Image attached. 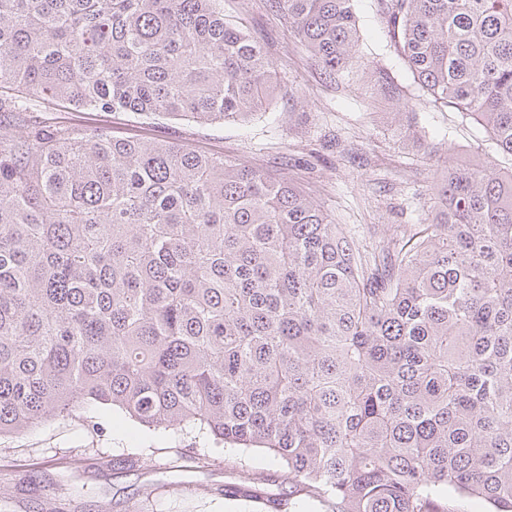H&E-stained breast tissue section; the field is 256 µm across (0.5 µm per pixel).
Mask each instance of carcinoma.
<instances>
[{"label":"carcinoma","mask_w":512,"mask_h":512,"mask_svg":"<svg viewBox=\"0 0 512 512\" xmlns=\"http://www.w3.org/2000/svg\"><path fill=\"white\" fill-rule=\"evenodd\" d=\"M272 2L324 74L354 65L355 0ZM379 4L418 88L512 157V0ZM275 74L224 0H0V112L245 122ZM433 190L368 250L223 155L0 132V437L97 402L279 461L226 496L275 479L321 512H512V169L450 160Z\"/></svg>","instance_id":"carcinoma-1"}]
</instances>
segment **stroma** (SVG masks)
I'll return each mask as SVG.
<instances>
[{
    "mask_svg": "<svg viewBox=\"0 0 512 512\" xmlns=\"http://www.w3.org/2000/svg\"><path fill=\"white\" fill-rule=\"evenodd\" d=\"M355 10L359 62L330 82L270 0H224L225 18L277 63L279 90L249 121L203 126L126 112L54 118L236 158L293 181L335 223L380 237L391 225L419 223L445 158L464 164L492 157L507 169L512 157L496 152L472 118L420 94L389 42L379 0H356ZM371 65L388 68L406 87L407 102L369 82ZM278 468L264 450L228 453L205 432L153 431L92 404L0 439V512H268L261 503L226 498L223 488L242 473ZM185 484L195 486L194 497H182Z\"/></svg>",
    "mask_w": 512,
    "mask_h": 512,
    "instance_id": "1",
    "label": "stroma"
}]
</instances>
